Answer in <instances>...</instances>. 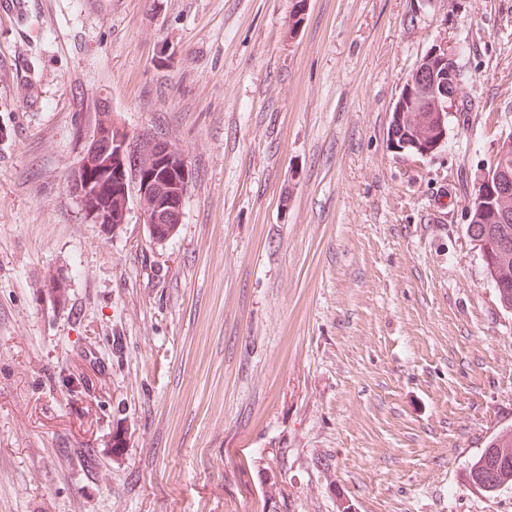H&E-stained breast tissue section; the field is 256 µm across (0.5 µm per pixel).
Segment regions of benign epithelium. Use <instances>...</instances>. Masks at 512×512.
<instances>
[{"mask_svg":"<svg viewBox=\"0 0 512 512\" xmlns=\"http://www.w3.org/2000/svg\"><path fill=\"white\" fill-rule=\"evenodd\" d=\"M454 51L438 45L417 63L397 97L387 133L391 148L423 157L436 152L447 140L448 109L454 102L452 79ZM416 108L428 116L430 135L424 140L410 137L404 115ZM153 138L155 170L142 175L136 162L139 142ZM512 139L500 138L490 165L481 174V193L477 204L482 211L493 210L490 202L500 195L512 194ZM96 165L97 175L106 183H119L114 193L98 191L87 170ZM190 182L185 154L167 139L140 133L133 135L110 112L98 113L93 135L83 150V158L68 180L87 218L98 224H124L137 206L140 223L146 225L156 243L168 240L181 223L182 209Z\"/></svg>","mask_w":512,"mask_h":512,"instance_id":"7a95c632","label":"benign epithelium"}]
</instances>
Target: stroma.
Here are the masks:
<instances>
[{
  "mask_svg": "<svg viewBox=\"0 0 512 512\" xmlns=\"http://www.w3.org/2000/svg\"><path fill=\"white\" fill-rule=\"evenodd\" d=\"M441 43L447 141L394 150ZM104 108L186 155L165 243L68 190ZM511 131L512 0L0 10V512H512L468 481L512 311L467 232Z\"/></svg>",
  "mask_w": 512,
  "mask_h": 512,
  "instance_id": "obj_1",
  "label": "stroma"
}]
</instances>
